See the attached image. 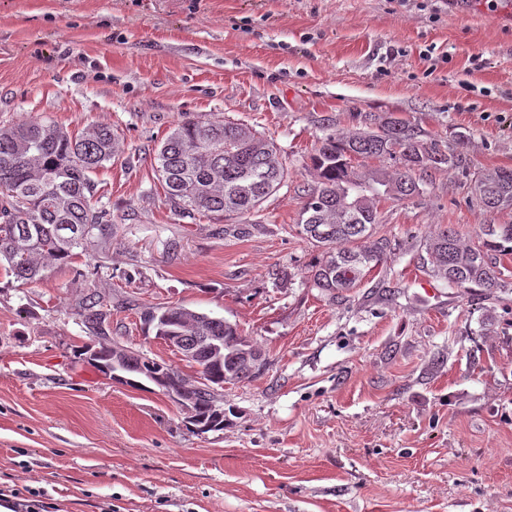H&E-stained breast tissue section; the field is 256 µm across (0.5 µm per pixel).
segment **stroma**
Wrapping results in <instances>:
<instances>
[{
	"label": "stroma",
	"instance_id": "obj_1",
	"mask_svg": "<svg viewBox=\"0 0 512 512\" xmlns=\"http://www.w3.org/2000/svg\"><path fill=\"white\" fill-rule=\"evenodd\" d=\"M497 4L491 24L486 0H0V124L102 123L124 148L94 177L107 259L31 285L0 272V488L61 512H512V275L467 293L424 249L442 224L475 246L512 223L473 195L512 166V0ZM184 116L273 141L287 187L244 218L175 214L152 158ZM390 116L462 162L380 203L393 249L332 300L297 228L311 157ZM93 288L112 293V339L189 380L139 307L224 318L262 352L256 377L225 383L223 430L191 431L156 386L82 357Z\"/></svg>",
	"mask_w": 512,
	"mask_h": 512
}]
</instances>
